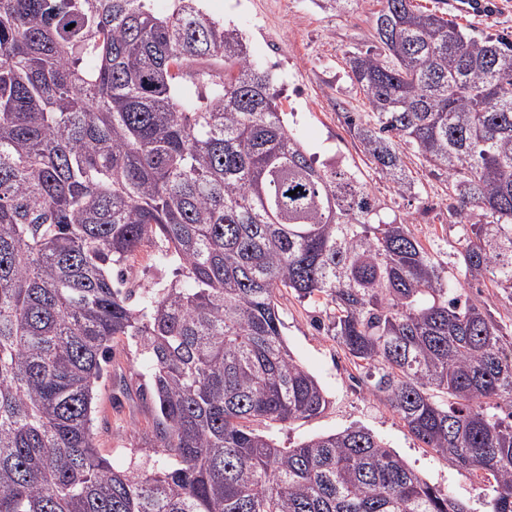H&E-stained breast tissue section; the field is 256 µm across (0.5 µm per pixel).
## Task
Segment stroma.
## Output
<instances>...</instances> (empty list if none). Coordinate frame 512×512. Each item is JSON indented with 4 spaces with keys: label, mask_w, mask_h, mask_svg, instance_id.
<instances>
[{
    "label": "stroma",
    "mask_w": 512,
    "mask_h": 512,
    "mask_svg": "<svg viewBox=\"0 0 512 512\" xmlns=\"http://www.w3.org/2000/svg\"><path fill=\"white\" fill-rule=\"evenodd\" d=\"M454 0H414L419 9L439 11L483 36L512 33V0H493L483 13L458 11ZM206 10L245 34L252 57L266 71L279 93L289 128L318 160L333 159L354 171L370 187L388 219L407 224L410 233L434 253L449 280L462 293L482 300L512 342V297L491 283L465 281L457 241L461 228L448 213V181L422 166L413 153L405 162L415 180L412 194H400L378 174L349 133L344 115L364 112L368 102L351 77L350 53L376 49L374 21L381 0H353L347 12L322 8L320 0H204ZM161 242L146 244L127 265V277L137 288H160L174 277L157 269L154 259ZM283 334L289 349L320 383L329 404L319 415L285 425L254 422L257 431L271 434L277 444L291 448L302 441L350 427L368 429L409 468L442 494L462 503L467 512H491L489 482L448 465L425 448L400 417L370 395L343 348L331 336V307L298 299L290 292L277 298ZM113 375L124 376L126 390H117L111 377L98 389L94 419L99 450L115 468L137 456L149 410L140 398L148 382L142 357L133 343L112 346Z\"/></svg>",
    "instance_id": "stroma-1"
}]
</instances>
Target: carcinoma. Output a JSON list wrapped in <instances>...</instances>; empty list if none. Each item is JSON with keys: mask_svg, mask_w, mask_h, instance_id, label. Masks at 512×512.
<instances>
[{"mask_svg": "<svg viewBox=\"0 0 512 512\" xmlns=\"http://www.w3.org/2000/svg\"><path fill=\"white\" fill-rule=\"evenodd\" d=\"M152 2L0 0V512H466L363 428L293 448L251 428L327 405L284 290L333 307L367 391L512 512L500 324L366 182L316 164L239 29ZM375 25L380 51L348 59L369 105L350 133L401 193L405 146L448 177L465 278L512 296V34L413 0ZM155 239L175 280L120 288ZM119 337L153 404L123 470L93 432Z\"/></svg>", "mask_w": 512, "mask_h": 512, "instance_id": "carcinoma-1", "label": "carcinoma"}]
</instances>
